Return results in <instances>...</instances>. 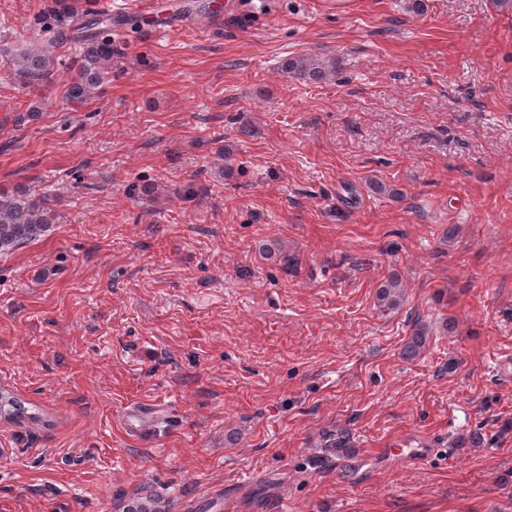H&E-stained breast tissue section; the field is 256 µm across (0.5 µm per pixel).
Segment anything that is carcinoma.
I'll list each match as a JSON object with an SVG mask.
<instances>
[{"label": "carcinoma", "mask_w": 512, "mask_h": 512, "mask_svg": "<svg viewBox=\"0 0 512 512\" xmlns=\"http://www.w3.org/2000/svg\"><path fill=\"white\" fill-rule=\"evenodd\" d=\"M31 26L50 35V43H77L80 58L68 76L67 96L74 103H84L98 94L112 78V57L116 52L112 39V15L93 14L88 10L72 13L59 0H52L35 14ZM16 75L33 85L44 84L54 75V59L47 47L24 48L13 59ZM287 74L311 82H323L335 73V62L327 63L312 56L288 59ZM54 199L21 185L12 193L0 192V253L37 240L56 223ZM404 296L401 281L390 278L379 288L378 301L386 310L397 308ZM428 326L416 323L404 347L403 355L415 357L426 347Z\"/></svg>", "instance_id": "carcinoma-1"}]
</instances>
